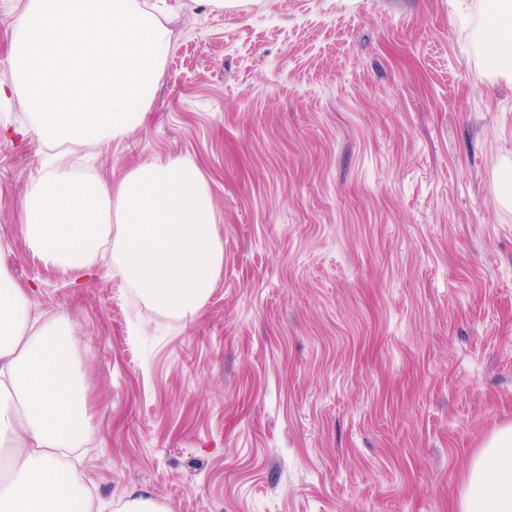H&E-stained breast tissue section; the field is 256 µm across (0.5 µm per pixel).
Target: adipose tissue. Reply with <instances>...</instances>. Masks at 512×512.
I'll list each match as a JSON object with an SVG mask.
<instances>
[{"instance_id": "obj_1", "label": "adipose tissue", "mask_w": 512, "mask_h": 512, "mask_svg": "<svg viewBox=\"0 0 512 512\" xmlns=\"http://www.w3.org/2000/svg\"><path fill=\"white\" fill-rule=\"evenodd\" d=\"M487 68L512 76V0H499L484 29ZM217 213L199 167L179 156L138 166L117 183L55 175L33 187L25 236L44 264L74 266L104 245L156 308L186 317L224 265ZM58 321L32 319L24 294L0 272V512H104L63 462L90 421ZM454 512H512V424L469 460Z\"/></svg>"}]
</instances>
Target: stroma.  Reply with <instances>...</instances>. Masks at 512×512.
<instances>
[{"mask_svg": "<svg viewBox=\"0 0 512 512\" xmlns=\"http://www.w3.org/2000/svg\"><path fill=\"white\" fill-rule=\"evenodd\" d=\"M0 0V83L15 21ZM172 46L143 124L40 139L0 100V270L63 320L91 419L77 477L171 512H453L512 424V79L487 0H157ZM180 156L208 181L224 266L197 314L143 300L111 253L45 266L24 200Z\"/></svg>", "mask_w": 512, "mask_h": 512, "instance_id": "stroma-1", "label": "stroma"}]
</instances>
